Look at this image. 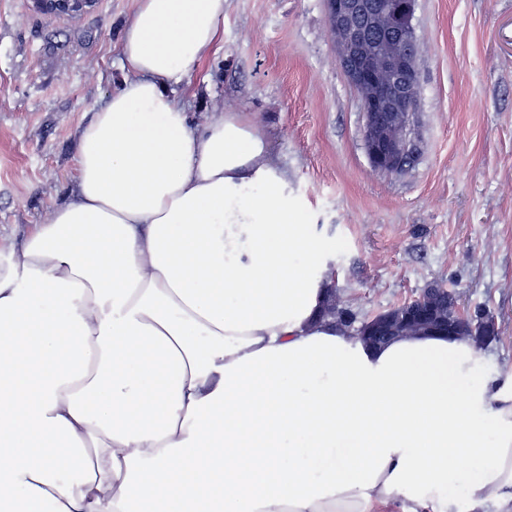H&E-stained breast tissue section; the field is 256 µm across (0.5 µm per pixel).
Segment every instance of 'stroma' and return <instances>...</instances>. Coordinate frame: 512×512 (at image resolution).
Masks as SVG:
<instances>
[{"instance_id": "35a3bbf8", "label": "stroma", "mask_w": 512, "mask_h": 512, "mask_svg": "<svg viewBox=\"0 0 512 512\" xmlns=\"http://www.w3.org/2000/svg\"><path fill=\"white\" fill-rule=\"evenodd\" d=\"M137 4L99 0L75 24L0 0L1 243L74 192L78 135L123 83ZM415 31L419 153L402 174L369 162L324 0H225L220 41L175 96L194 128L220 112L258 123L357 321L438 281L463 313L495 317L488 352L512 371V0H418Z\"/></svg>"}]
</instances>
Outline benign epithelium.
I'll return each instance as SVG.
<instances>
[{
    "label": "benign epithelium",
    "instance_id": "obj_1",
    "mask_svg": "<svg viewBox=\"0 0 512 512\" xmlns=\"http://www.w3.org/2000/svg\"><path fill=\"white\" fill-rule=\"evenodd\" d=\"M97 0H32L34 10L56 16L90 13ZM329 26L336 34L337 63L359 91L364 114L363 141L372 167L381 173L404 170L413 153L405 135L417 110L418 47L416 0H325ZM436 284L419 296L370 318L364 334L395 336L406 327L422 333L461 336L497 332L494 321L476 320L436 301Z\"/></svg>",
    "mask_w": 512,
    "mask_h": 512
}]
</instances>
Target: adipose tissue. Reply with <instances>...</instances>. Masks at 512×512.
<instances>
[{
	"label": "adipose tissue",
	"instance_id": "adipose-tissue-1",
	"mask_svg": "<svg viewBox=\"0 0 512 512\" xmlns=\"http://www.w3.org/2000/svg\"><path fill=\"white\" fill-rule=\"evenodd\" d=\"M224 2L139 0L75 192L0 247V512H512V371L322 320L330 249L257 122L190 126Z\"/></svg>",
	"mask_w": 512,
	"mask_h": 512
}]
</instances>
